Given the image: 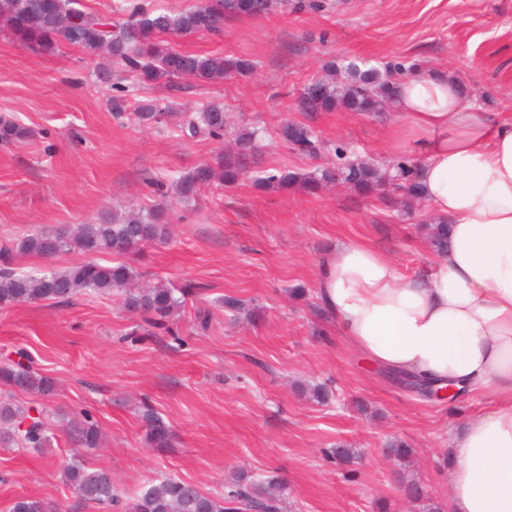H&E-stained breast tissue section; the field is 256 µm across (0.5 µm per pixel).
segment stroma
Returning a JSON list of instances; mask_svg holds the SVG:
<instances>
[{"instance_id":"1","label":"stroma","mask_w":512,"mask_h":512,"mask_svg":"<svg viewBox=\"0 0 512 512\" xmlns=\"http://www.w3.org/2000/svg\"><path fill=\"white\" fill-rule=\"evenodd\" d=\"M171 44L250 59L256 69L217 83L184 80L176 90L147 85L139 101L173 112L224 105L231 125L263 130L261 170L313 171L333 159L339 142L380 166L391 162L395 109H339L312 119L300 110V91L324 78L331 62L341 82L350 62L363 70L401 61L449 71L469 101L512 115V0H329L320 12L279 10L230 21L219 39L193 35ZM98 74V60L76 48L39 55L0 31V115L30 130L26 139L0 143V240L161 207L172 226L166 242L97 260L130 265L145 283L191 282L201 292L175 313L170 334L147 327L116 295L0 309V359L25 352L57 384L52 396L19 397L48 412L52 440L40 452L0 448V512L26 497L62 512H104L63 482L76 460L111 471L128 494L162 474L217 493L238 472H274L286 484L288 512H423L426 499L447 505L446 452L482 399L451 406L394 383L339 336L316 297L320 260L348 239L387 252L402 273L421 271L432 255L429 207L341 186L314 194L258 189L248 177L168 203L153 180L169 185L214 161L224 141L114 118ZM306 120L325 145L316 158L279 136L285 123ZM225 296L242 301L244 312L220 307ZM200 307L212 312L205 331L195 325ZM304 382L327 384L332 399L310 401L296 389ZM145 403L169 424L171 447L146 444ZM84 409L104 435L93 452L75 447L60 426L61 415ZM394 440L409 444V468L390 453ZM339 443L357 448L354 464L324 456ZM409 479L422 500L408 497Z\"/></svg>"}]
</instances>
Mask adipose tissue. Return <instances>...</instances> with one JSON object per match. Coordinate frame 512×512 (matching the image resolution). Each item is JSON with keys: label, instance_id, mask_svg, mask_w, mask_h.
<instances>
[{"label": "adipose tissue", "instance_id": "adipose-tissue-1", "mask_svg": "<svg viewBox=\"0 0 512 512\" xmlns=\"http://www.w3.org/2000/svg\"><path fill=\"white\" fill-rule=\"evenodd\" d=\"M396 108L391 147L422 155L448 249L405 275L344 241L319 263V308L377 367L485 400L448 446V512H512V120L467 103L449 72L401 79Z\"/></svg>", "mask_w": 512, "mask_h": 512}]
</instances>
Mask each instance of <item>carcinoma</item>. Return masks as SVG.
I'll use <instances>...</instances> for the list:
<instances>
[{
  "label": "carcinoma",
  "instance_id": "cac0c4a2",
  "mask_svg": "<svg viewBox=\"0 0 512 512\" xmlns=\"http://www.w3.org/2000/svg\"><path fill=\"white\" fill-rule=\"evenodd\" d=\"M280 8L293 11L325 9L323 0H195V3L171 13L159 9L152 0H134L124 13L112 18L103 16L83 0H0V21L22 46L37 53H53L66 46L79 48L89 57L107 55L112 65L134 78L139 84L162 83L171 88L181 80L198 83L221 81L230 77H248L256 64L245 58L221 52L197 54L161 44V38H179L204 34L220 37L224 25L234 19L261 18ZM348 78L339 85L333 80L305 86L299 94L301 111L310 116L344 106L353 112H381L390 104L397 81L411 67L401 63L389 65L384 72L362 70L354 64L345 67ZM135 120L149 125L162 123L163 110L151 103L138 105ZM229 124L224 106L212 104L201 112H185L175 130L180 136L194 139L206 135L224 138ZM29 129L15 117L0 115V142L20 140ZM282 140L293 150L315 155L319 149L313 127L307 122H293L280 130ZM261 131L244 127L236 131L232 145L216 164L202 163L182 174L175 182L176 194L190 201L214 181L237 182L245 174L248 160L260 149ZM347 148L336 147V161L310 173L263 171L254 184L263 189H286L297 185L313 193L328 185L346 186L356 191L391 190L418 196L414 166L407 157L392 164L401 180L391 181L387 169L365 159L350 162ZM169 236V226L157 211L146 214L116 216L98 224H79L64 232H37L18 242L0 244V308L22 303L58 300L68 301L81 294L119 295L124 306L142 316L153 328L174 334L167 324L172 313L182 307L191 287L146 284L132 287L139 274L126 265L106 266L93 260L65 271H24L14 266L18 253L52 258L71 248L94 257L115 252H135ZM428 242L439 253L448 246L447 225L435 220L429 228ZM55 391L54 379L40 373L32 365L13 360L0 366V446L39 450L50 446L47 422L36 428H22L31 418V408L15 402L14 393L50 396ZM145 442L153 448L171 445L170 427L154 409L142 406ZM65 431L80 448L95 450L102 445L97 421L86 411L67 420ZM327 456L343 465L358 458V451L338 445ZM70 486L85 504L103 505L112 512H284L286 487L275 475L252 476L239 473L224 484L218 495L206 493L196 485L178 477L163 475L143 490L128 497L107 477L103 469L88 471L75 462L63 471ZM11 512H56L48 504L29 498L16 500Z\"/></svg>",
  "mask_w": 512,
  "mask_h": 512
}]
</instances>
